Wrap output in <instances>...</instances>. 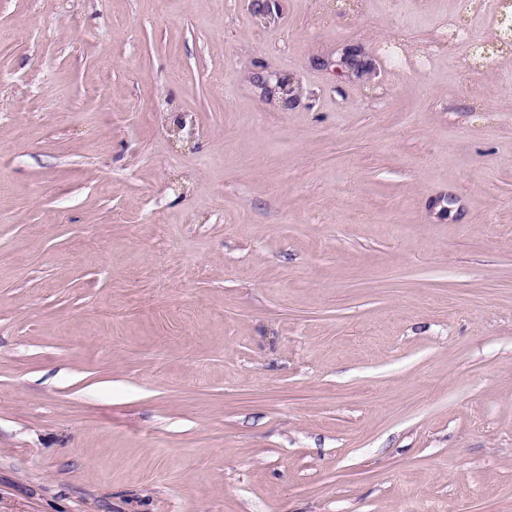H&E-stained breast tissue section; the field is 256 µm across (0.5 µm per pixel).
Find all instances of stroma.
Instances as JSON below:
<instances>
[{
	"instance_id": "35a3bbf8",
	"label": "stroma",
	"mask_w": 512,
	"mask_h": 512,
	"mask_svg": "<svg viewBox=\"0 0 512 512\" xmlns=\"http://www.w3.org/2000/svg\"><path fill=\"white\" fill-rule=\"evenodd\" d=\"M501 2L0 0V512H512Z\"/></svg>"
}]
</instances>
